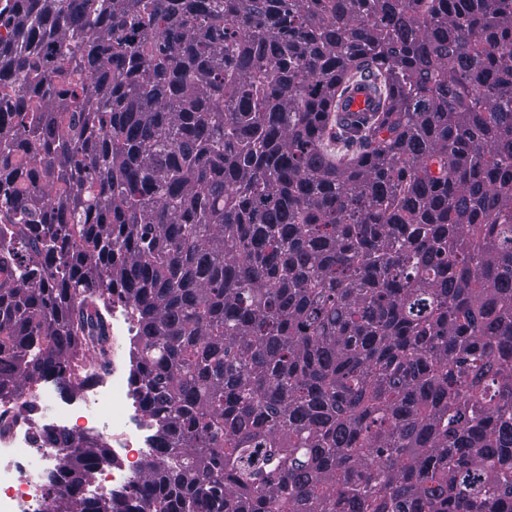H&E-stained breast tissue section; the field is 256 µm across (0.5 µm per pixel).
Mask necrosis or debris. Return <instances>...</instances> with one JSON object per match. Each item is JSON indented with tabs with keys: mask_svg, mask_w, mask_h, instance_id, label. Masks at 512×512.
<instances>
[{
	"mask_svg": "<svg viewBox=\"0 0 512 512\" xmlns=\"http://www.w3.org/2000/svg\"><path fill=\"white\" fill-rule=\"evenodd\" d=\"M53 378L41 379L23 398H0V512H49V499L35 464L52 459L42 438L46 429L61 428L91 439L108 436L119 466L95 467L92 482L99 493L122 490L142 457L151 451L148 418L129 411V393L118 366L101 371L86 366L79 389L58 400Z\"/></svg>",
	"mask_w": 512,
	"mask_h": 512,
	"instance_id": "4bbe7bcc",
	"label": "necrosis or debris"
}]
</instances>
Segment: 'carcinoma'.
<instances>
[{"label": "carcinoma", "instance_id": "obj_1", "mask_svg": "<svg viewBox=\"0 0 512 512\" xmlns=\"http://www.w3.org/2000/svg\"><path fill=\"white\" fill-rule=\"evenodd\" d=\"M116 298L53 512H512V0H0V397ZM374 107L375 101L370 92L363 85H354L345 93L339 112H370ZM118 308L116 306L112 309V318H109V322H112V347L115 348L116 337L121 336L118 339V345H121V349H118L119 355L124 363L126 378L128 385L129 383V375L131 371V351L133 350V342L135 341L134 336H122L120 333L123 331L125 325L130 333H132V320L130 314L126 309H123L120 313V316L117 314ZM131 388V387H130Z\"/></svg>", "mask_w": 512, "mask_h": 512}]
</instances>
